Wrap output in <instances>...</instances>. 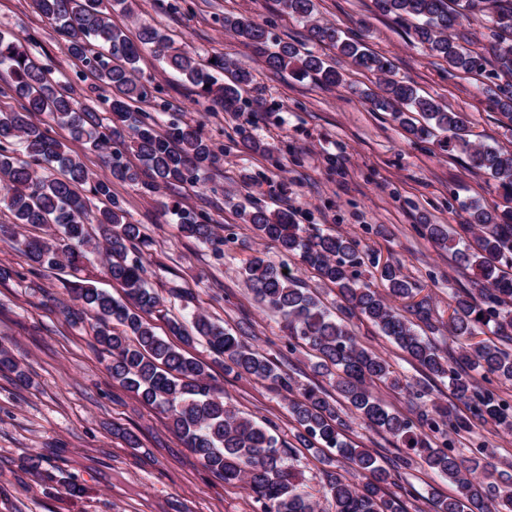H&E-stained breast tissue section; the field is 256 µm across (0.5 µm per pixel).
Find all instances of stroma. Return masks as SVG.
<instances>
[{"mask_svg":"<svg viewBox=\"0 0 512 512\" xmlns=\"http://www.w3.org/2000/svg\"><path fill=\"white\" fill-rule=\"evenodd\" d=\"M316 10L321 21L361 36L370 50L392 63L397 78L468 113L474 133L512 152V132L502 124L494 100L477 91L492 82L493 63L473 75L449 70L416 44L409 25L381 16L374 0H316ZM228 14L248 16L265 25L272 39L301 43L335 61L345 85L324 88L309 79L296 80L287 71L269 70L259 50L225 31ZM112 23L133 40L141 24L155 25L200 62L221 55L255 74L241 111L226 112L212 107L196 87L151 54H143L139 62L152 91L143 110L158 116L164 127L200 123L204 135L224 150L204 189L183 183L150 195L125 183L113 186L130 221L142 225L152 241L146 256L148 281L164 298L167 317L184 316L171 289H191L194 310L225 326L247 328L253 342L298 382L326 385L306 349L289 350L280 319L257 303L243 267L257 253L277 265L289 263L332 308L341 303L336 289L320 284L299 261L284 260L274 242L259 239L251 225L225 206L229 194L247 206L293 212L297 223L350 236L381 261L401 263L410 281L432 296L441 316L451 313L452 291L473 288L475 269L460 265L416 227L458 225L463 200L502 204L493 181L470 168L459 152L441 147L438 139L409 140L389 113L353 94V87L374 86V76L331 47L308 41L306 26L280 11L275 0H135L134 12H113ZM0 33L34 34V52L84 103L98 106L110 96V89L68 54L55 25L34 9L32 0H0ZM242 126L257 149L241 145ZM173 201L206 212L229 229L234 240L225 247L223 260L179 234L164 209ZM0 266L13 271L0 282V344L27 376L21 382L0 372V512H259L242 484L224 483L210 472L165 415L112 380L88 323L67 319V282L79 280L122 297L101 258L90 257L77 271L52 273L0 244ZM349 324L365 345L389 360L402 382L429 388L438 403L466 414L446 381L427 375L369 321L354 316ZM186 351L208 365L213 384L236 409L255 421L274 422L280 439L292 442L283 394L264 382L225 375L204 341ZM128 432L137 447L125 441ZM345 435L384 465L405 453L391 436L355 417ZM479 444L493 448V466L512 468V432L489 422L454 439L462 453ZM30 457L39 459V472L25 469ZM389 491L401 498L406 512H432L434 498L457 493L455 485L418 460L400 469Z\"/></svg>","mask_w":512,"mask_h":512,"instance_id":"obj_1","label":"stroma"}]
</instances>
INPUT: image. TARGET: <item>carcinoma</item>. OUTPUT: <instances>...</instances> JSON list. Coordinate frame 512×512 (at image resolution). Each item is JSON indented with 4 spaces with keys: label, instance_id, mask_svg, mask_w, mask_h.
<instances>
[{
    "label": "carcinoma",
    "instance_id": "carcinoma-1",
    "mask_svg": "<svg viewBox=\"0 0 512 512\" xmlns=\"http://www.w3.org/2000/svg\"><path fill=\"white\" fill-rule=\"evenodd\" d=\"M38 12L51 20L66 38L69 53L81 60L97 79L112 89L104 115L75 99L67 84L33 52L31 36L0 35V71L9 81L0 95L14 94L18 108H0V206L13 217L0 224V241L30 262L49 270H78L91 253L105 250L106 274L123 288L124 299L91 284L69 286L75 307L67 314L75 322L91 317L99 354L112 379L145 404L166 415L186 447L226 483H242L254 494L262 512H317L312 492L295 479L290 461L294 446L276 435V425L240 415L224 401L210 381L208 366L159 336L146 316L167 317L164 301L149 287L143 254L151 240L140 225L126 219L123 201L112 191L116 182L147 191L161 184L205 186L219 161L200 126L173 123L158 131L157 119L138 104L151 95L147 81L135 76L143 50L184 76L200 96L229 112H238L243 93L253 80L250 68L219 55L203 65L174 46L171 37L150 24L140 27L138 40L112 25V10L133 12V0H33ZM281 10L307 26L309 37L329 45L360 69L380 76L378 91L364 92L373 108L390 113L414 139L424 142L446 134L444 146L463 155L471 168L485 172L503 199L512 202V152L470 139V119L431 97L410 82L395 78L390 63L360 40L342 37L336 26L314 18V0H278ZM382 16L409 21L415 39L451 70L466 74L483 69L487 56L497 64L489 94L512 130V0H374ZM483 13L486 42L474 40L463 27L469 15ZM224 30L259 47L265 64L311 78L325 86L345 82L336 64L312 54H300L291 43L270 42L258 23L229 15ZM228 72L230 81L219 75ZM43 118L36 124L32 117ZM54 126L102 155L107 174L96 176L83 161L50 135ZM134 155L138 163L129 161ZM235 214L261 238L278 244L285 257L299 259L320 282L332 284L344 301L334 314L286 265L266 263L253 256L244 267L245 280L257 302L279 316L288 332V345L304 344L313 352L314 369L328 379V387L300 384L243 335L224 323L195 312L193 332L170 321L173 334L185 344L205 339L223 362L224 373L268 382L288 393V414L299 445L321 457L325 449L351 465L361 476L353 482L325 472L323 497L332 512H404L401 501L386 493L394 471L380 465L376 455L354 447L344 436L349 413L356 412L369 427L390 434L429 469L448 478L457 495L437 498L435 512H512V474L494 475L484 463L489 449H471L466 457L452 450L451 436L472 433L474 421H492L512 430V405L491 388L493 382L512 385V207L461 202L460 232L446 224H422L420 231L434 243L452 250L457 261L474 266L480 280L474 290L451 293L448 336L458 344L454 361L421 328H434L432 302L402 272L401 265L380 263L375 253L359 248L353 238L298 224L288 211L231 204ZM180 232L211 249L218 260L230 238L220 234L212 219L178 203L167 207ZM27 227H53L48 239L26 235ZM375 268L384 290L361 278L359 268ZM410 301L415 319L405 316L396 301ZM370 321L427 373L448 380L456 399L467 404L470 416L461 417L433 405L427 392L417 391L416 415L390 409L372 391L377 384L402 388L391 363L360 343L349 328L348 316ZM0 370L25 378L9 351L0 344Z\"/></svg>",
    "mask_w": 512,
    "mask_h": 512
}]
</instances>
